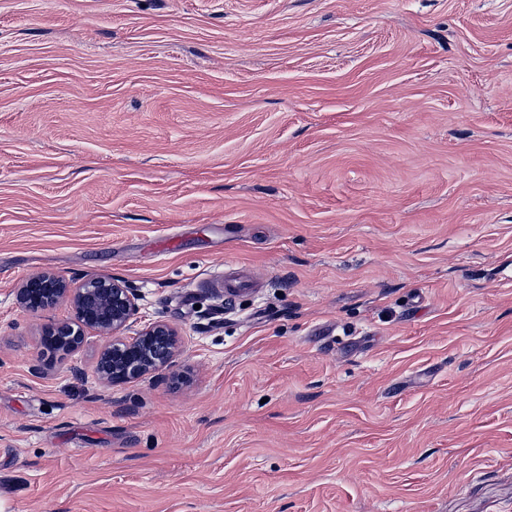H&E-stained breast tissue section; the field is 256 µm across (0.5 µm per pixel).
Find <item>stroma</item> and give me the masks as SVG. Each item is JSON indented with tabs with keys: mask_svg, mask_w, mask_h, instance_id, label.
<instances>
[{
	"mask_svg": "<svg viewBox=\"0 0 512 512\" xmlns=\"http://www.w3.org/2000/svg\"><path fill=\"white\" fill-rule=\"evenodd\" d=\"M0 512H512V0H0ZM16 301L27 312L68 302L73 317L47 331L45 343L63 354L79 352L87 333L104 340L93 371L109 386L146 374L170 370L182 347L178 328L163 319L139 329L138 294L125 281L88 279L72 288L64 277L49 271L32 274L15 288Z\"/></svg>",
	"mask_w": 512,
	"mask_h": 512,
	"instance_id": "1",
	"label": "stroma"
}]
</instances>
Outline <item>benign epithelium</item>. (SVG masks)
Instances as JSON below:
<instances>
[{
	"label": "benign epithelium",
	"instance_id": "7a95c632",
	"mask_svg": "<svg viewBox=\"0 0 512 512\" xmlns=\"http://www.w3.org/2000/svg\"><path fill=\"white\" fill-rule=\"evenodd\" d=\"M15 294L30 313L69 303L73 317L49 329L45 343L71 354L80 351L87 333L101 337L104 344L93 371L106 385L128 383L175 366L182 347L178 328L163 319L137 327L138 294L123 280L94 278L73 288L64 277L43 271L25 279Z\"/></svg>",
	"mask_w": 512,
	"mask_h": 512
}]
</instances>
